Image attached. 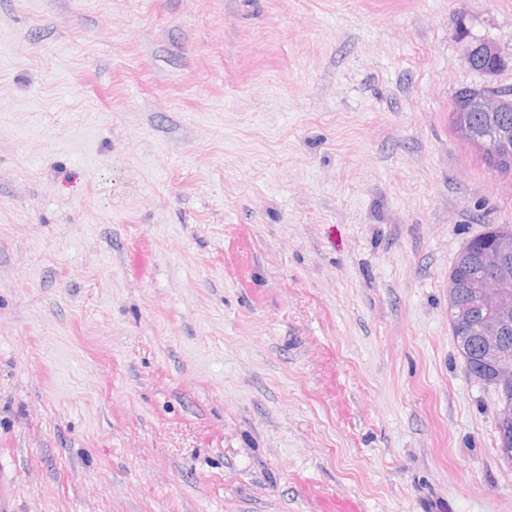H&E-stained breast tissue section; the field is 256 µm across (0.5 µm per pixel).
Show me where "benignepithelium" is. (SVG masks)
Returning <instances> with one entry per match:
<instances>
[{"label":"benign epithelium","instance_id":"7a95c632","mask_svg":"<svg viewBox=\"0 0 512 512\" xmlns=\"http://www.w3.org/2000/svg\"><path fill=\"white\" fill-rule=\"evenodd\" d=\"M465 42L464 62L471 69L478 68V61L485 55L504 62L499 48L491 41L480 40L470 31L461 32ZM512 110V99L497 93L478 94L477 111L483 113V122L498 129L497 137L486 142L485 148L492 153L512 137L506 128L500 127L501 113ZM479 272L470 282L474 302L486 310L478 321L476 336L481 352L478 364L464 363L470 379L478 384L486 381V373H496L498 389L505 395L504 406L496 422L500 436V449L504 458L512 459V348L507 334L512 329V300L506 291L512 288V236L499 235L479 248Z\"/></svg>","mask_w":512,"mask_h":512}]
</instances>
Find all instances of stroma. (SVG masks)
Instances as JSON below:
<instances>
[{
	"label": "stroma",
	"mask_w": 512,
	"mask_h": 512,
	"mask_svg": "<svg viewBox=\"0 0 512 512\" xmlns=\"http://www.w3.org/2000/svg\"><path fill=\"white\" fill-rule=\"evenodd\" d=\"M486 84L512 0H0V512H512L448 320ZM461 39L465 42L464 62L470 69H479L477 64L483 55L498 57L500 64L504 62V57L493 42L472 36L466 28L461 31Z\"/></svg>",
	"instance_id": "stroma-1"
}]
</instances>
